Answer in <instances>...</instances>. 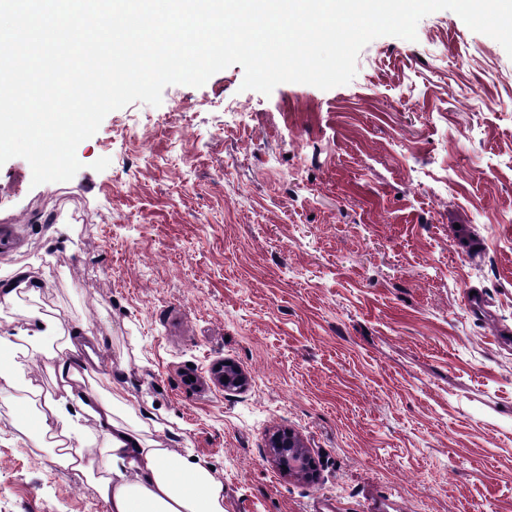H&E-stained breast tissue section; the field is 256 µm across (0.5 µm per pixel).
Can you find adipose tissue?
<instances>
[{
    "instance_id": "obj_1",
    "label": "adipose tissue",
    "mask_w": 512,
    "mask_h": 512,
    "mask_svg": "<svg viewBox=\"0 0 512 512\" xmlns=\"http://www.w3.org/2000/svg\"><path fill=\"white\" fill-rule=\"evenodd\" d=\"M63 399L46 401L37 420L51 437L53 461L93 479L108 512H224V485L197 461L176 458L162 442L146 439L128 419L132 404L120 395L83 394L105 447L81 441L79 427L60 426Z\"/></svg>"
}]
</instances>
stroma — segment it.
<instances>
[{"instance_id": "obj_1", "label": "stroma", "mask_w": 512, "mask_h": 512, "mask_svg": "<svg viewBox=\"0 0 512 512\" xmlns=\"http://www.w3.org/2000/svg\"><path fill=\"white\" fill-rule=\"evenodd\" d=\"M356 66L326 91L245 90L237 64L167 86L67 182L1 164L0 283L42 287L0 304V344L41 313L90 335L86 388L130 392L224 512H512V57L439 10ZM23 397L0 389V512H105ZM283 431L312 479L274 461Z\"/></svg>"}]
</instances>
